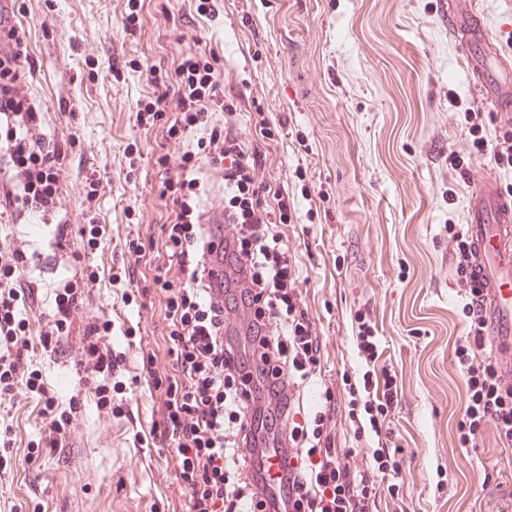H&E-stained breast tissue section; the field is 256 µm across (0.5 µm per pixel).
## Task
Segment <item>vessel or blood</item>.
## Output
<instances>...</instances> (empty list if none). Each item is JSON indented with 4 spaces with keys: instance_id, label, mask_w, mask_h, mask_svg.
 <instances>
[{
    "instance_id": "b4317fda",
    "label": "vessel or blood",
    "mask_w": 512,
    "mask_h": 512,
    "mask_svg": "<svg viewBox=\"0 0 512 512\" xmlns=\"http://www.w3.org/2000/svg\"><path fill=\"white\" fill-rule=\"evenodd\" d=\"M443 22L477 90L497 118L512 122V60L498 49L492 24L470 6L445 14ZM464 207L493 362L502 381L511 385L512 195L493 171L471 186Z\"/></svg>"
}]
</instances>
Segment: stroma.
Wrapping results in <instances>:
<instances>
[{"instance_id":"obj_1","label":"stroma","mask_w":512,"mask_h":512,"mask_svg":"<svg viewBox=\"0 0 512 512\" xmlns=\"http://www.w3.org/2000/svg\"><path fill=\"white\" fill-rule=\"evenodd\" d=\"M442 0H12L28 48L23 93L43 113L41 132L64 152L60 201L51 214L26 205L0 173V245L24 251L34 298L28 361L60 406L79 410L66 455L35 395L0 405L12 446L0 468V512H189V493L161 443L154 381L175 371L166 328L173 205L158 165L196 153L199 216L224 200V181L202 145L224 114L181 138L174 111L144 114L177 94L183 60L215 55L235 129L265 155L263 177L294 202L280 230L297 289L323 346L305 413L331 405L343 463L367 471L372 451L396 449L398 470L375 475L377 512H512V446L494 428L460 440L466 387L455 355L465 334L463 290L449 229H464L469 185L495 168L503 133L463 72ZM136 12V29L124 18ZM480 112L487 150L471 147L466 109ZM458 155L460 169L449 164ZM63 346L46 348L54 299L82 282ZM375 324L378 357L356 348L357 315ZM110 321L121 387L99 416L77 363L84 329ZM395 375L397 398L371 430L352 389L366 369ZM86 477L70 480L73 470Z\"/></svg>"}]
</instances>
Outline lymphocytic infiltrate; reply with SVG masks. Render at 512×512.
<instances>
[{
	"label": "lymphocytic infiltrate",
	"instance_id": "obj_1",
	"mask_svg": "<svg viewBox=\"0 0 512 512\" xmlns=\"http://www.w3.org/2000/svg\"><path fill=\"white\" fill-rule=\"evenodd\" d=\"M26 48L21 36L0 50V165L8 164L23 191L25 203L55 206L62 180L61 152L44 138L40 110L20 88L17 67ZM183 90L176 100L160 93L146 104L149 112L176 107L180 130L207 124L216 110L224 112V129L212 132L208 152L224 166V221L236 230L224 247L226 258L246 275L248 286L233 293L234 304L249 308L251 319L243 348L225 338L224 307L213 302L209 271L211 245L205 225L198 222L200 165L184 153L179 170L167 181L172 189L175 222L168 230L167 248L174 261L169 289V355L179 373L159 397L164 437L177 445L182 459L180 477L190 494L191 512H374L373 485L367 474L350 470L329 446L330 416L316 409L313 420H300L302 390L322 350L301 294L297 274L285 257L286 246L276 226L286 223L291 202L275 192L269 207L259 179L263 156L246 150L235 133L236 110L224 98L217 61L194 54L180 68ZM452 249L463 287L467 332L458 342V359L468 393L461 427L462 442L475 440L486 426L512 444V386L498 377L491 360L480 358L487 344L479 312L480 290L469 272L472 249L454 235ZM19 250L0 252V401L14 400L18 386L43 398L54 433L70 422L60 410L38 371L25 370L28 348L21 308L28 300L20 287ZM92 341L84 370L95 382L97 408L112 410V374L116 361L99 324L87 328ZM287 435H280L279 425ZM279 447L288 466L283 477L287 497L270 493L264 478L267 456L263 442ZM250 454H241V445Z\"/></svg>",
	"mask_w": 512,
	"mask_h": 512
}]
</instances>
